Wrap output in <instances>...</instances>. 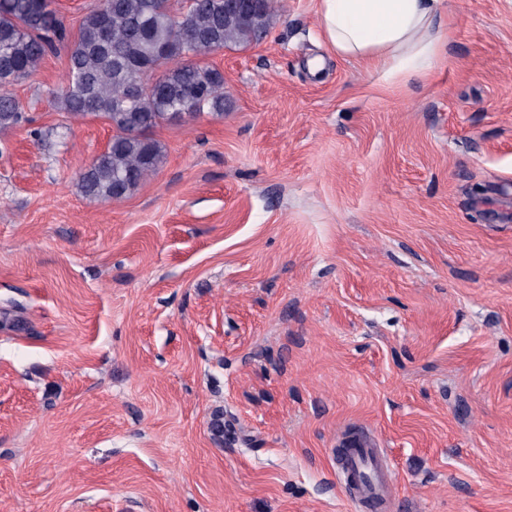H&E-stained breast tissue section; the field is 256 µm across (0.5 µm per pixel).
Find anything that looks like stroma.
Returning <instances> with one entry per match:
<instances>
[{
    "mask_svg": "<svg viewBox=\"0 0 512 512\" xmlns=\"http://www.w3.org/2000/svg\"><path fill=\"white\" fill-rule=\"evenodd\" d=\"M210 56L228 106L156 128L120 201L76 175L66 53L0 132V512H512V0H450L433 75L330 54L317 0ZM322 60L319 71L310 63ZM352 450L347 461L350 471L363 474L365 478L359 483L361 494L370 501H377L384 489L393 483V473L387 463L384 451L362 435L344 438Z\"/></svg>",
    "mask_w": 512,
    "mask_h": 512,
    "instance_id": "stroma-1",
    "label": "stroma"
}]
</instances>
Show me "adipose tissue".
<instances>
[{
	"label": "adipose tissue",
	"mask_w": 512,
	"mask_h": 512,
	"mask_svg": "<svg viewBox=\"0 0 512 512\" xmlns=\"http://www.w3.org/2000/svg\"><path fill=\"white\" fill-rule=\"evenodd\" d=\"M447 9V0H318L329 51L388 84L433 72L448 51Z\"/></svg>",
	"instance_id": "ef3b65f1"
}]
</instances>
